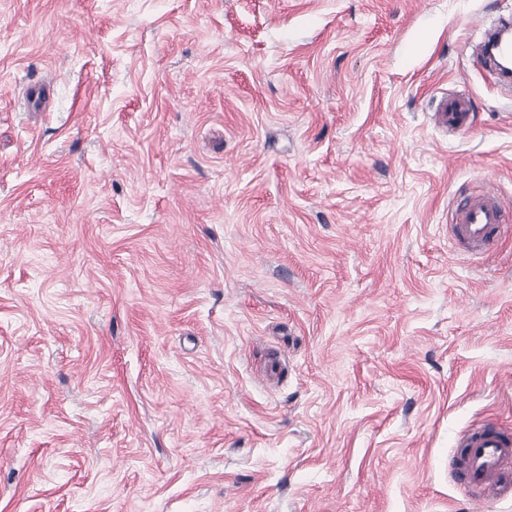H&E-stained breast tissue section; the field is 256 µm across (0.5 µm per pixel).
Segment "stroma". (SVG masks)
<instances>
[{"label": "stroma", "mask_w": 512, "mask_h": 512, "mask_svg": "<svg viewBox=\"0 0 512 512\" xmlns=\"http://www.w3.org/2000/svg\"><path fill=\"white\" fill-rule=\"evenodd\" d=\"M512 0H0V512H512ZM462 94L472 127L434 110ZM451 237L460 253L482 257L498 242L512 236V218L506 219L497 195L484 191L466 198L455 209ZM452 457L457 483L478 494L483 504L512 500V434L484 425L461 432Z\"/></svg>", "instance_id": "1"}]
</instances>
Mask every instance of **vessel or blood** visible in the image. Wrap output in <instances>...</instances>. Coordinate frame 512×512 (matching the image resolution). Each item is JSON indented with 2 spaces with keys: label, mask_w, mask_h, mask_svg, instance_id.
I'll use <instances>...</instances> for the list:
<instances>
[{
  "label": "vessel or blood",
  "mask_w": 512,
  "mask_h": 512,
  "mask_svg": "<svg viewBox=\"0 0 512 512\" xmlns=\"http://www.w3.org/2000/svg\"><path fill=\"white\" fill-rule=\"evenodd\" d=\"M438 111L449 130L465 129L471 122V102L465 97L442 98ZM451 237L458 252L480 257L512 237V220L506 219L497 195L486 191L457 206ZM456 445L451 469L458 483L485 504L512 500V434L484 425L461 432Z\"/></svg>",
  "instance_id": "vessel-or-blood-1"
}]
</instances>
